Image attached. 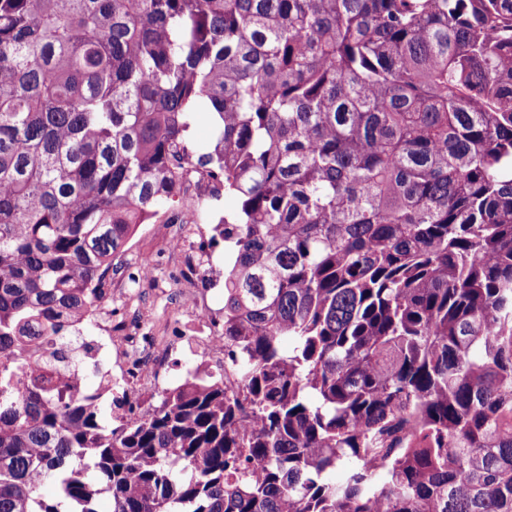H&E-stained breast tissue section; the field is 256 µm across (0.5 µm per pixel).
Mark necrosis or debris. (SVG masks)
<instances>
[{
	"instance_id": "1",
	"label": "necrosis or debris",
	"mask_w": 512,
	"mask_h": 512,
	"mask_svg": "<svg viewBox=\"0 0 512 512\" xmlns=\"http://www.w3.org/2000/svg\"><path fill=\"white\" fill-rule=\"evenodd\" d=\"M167 247L177 259L175 276L183 291L177 306L179 317L194 324V333L182 338L149 335L138 310L128 309L120 322H113V309L98 301L91 311L90 322L100 332L99 337L82 339L78 349L61 353L55 339L42 340L31 352L32 359L48 360L69 373H78L80 359L92 349L114 348L120 356L117 365L123 387L125 407L119 412L121 422L136 419L145 411L141 396L159 391L165 374L169 352L185 348L200 363L212 370L224 369V327L213 309L204 307L195 288L196 281L216 268L209 252L200 222L188 219L168 227Z\"/></svg>"
}]
</instances>
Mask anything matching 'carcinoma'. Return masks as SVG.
I'll return each instance as SVG.
<instances>
[{"instance_id":"obj_1","label":"carcinoma","mask_w":512,"mask_h":512,"mask_svg":"<svg viewBox=\"0 0 512 512\" xmlns=\"http://www.w3.org/2000/svg\"><path fill=\"white\" fill-rule=\"evenodd\" d=\"M196 173L237 390L113 427L23 345ZM0 356V512H512V0H0Z\"/></svg>"}]
</instances>
